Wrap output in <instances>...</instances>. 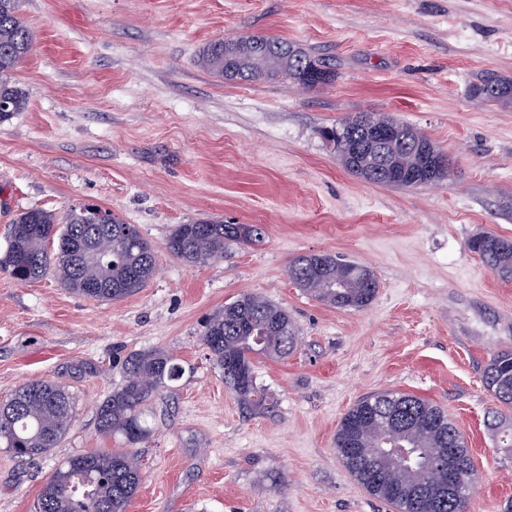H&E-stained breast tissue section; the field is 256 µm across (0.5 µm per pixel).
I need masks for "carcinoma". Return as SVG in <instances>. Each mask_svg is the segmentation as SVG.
I'll return each instance as SVG.
<instances>
[{
    "label": "carcinoma",
    "mask_w": 512,
    "mask_h": 512,
    "mask_svg": "<svg viewBox=\"0 0 512 512\" xmlns=\"http://www.w3.org/2000/svg\"><path fill=\"white\" fill-rule=\"evenodd\" d=\"M23 0H0V122L28 107L16 87L15 72L34 47V36L21 16ZM196 64L226 81H300L314 87L334 79V72L305 49L282 38L245 34L208 42ZM512 86V78L482 72L469 85L470 95L488 97L492 85ZM350 125L352 134L367 135L368 127L351 116L323 131L326 142H336V129ZM355 176L392 188H418L448 176V156L434 149L424 156L404 143L385 148L382 157L339 154ZM265 239L260 224H223L196 221L179 224L166 243L172 256L188 264L224 260L234 245H258ZM482 263L504 281L512 280V248L505 238L482 235L469 242ZM156 252L132 224H126L97 205L71 209L63 226L39 208L29 209L11 225L0 270L20 282H32L54 273L65 286L90 300L124 298L153 277ZM287 273L316 300L338 309H362L375 298L378 283L371 269L332 254H310L291 261ZM224 383L246 409L263 397L257 385L253 359L282 357L298 343L288 311L266 298L243 293L211 314L201 336ZM183 366L167 352L152 349L129 356L124 383L97 407L99 431L117 437L122 450L79 453L65 459L42 486L36 512H127L142 483L141 465L133 451L153 428L145 406L164 388L179 380ZM487 389L499 403L488 423L500 447L512 449V352L494 355L483 371ZM396 419L404 430L412 460L397 461L382 447L387 421ZM73 422V402L61 386L33 380L0 405V448L17 458H33L59 447ZM357 449L344 461L352 476L370 495L401 512H465L466 499L445 496L448 468L434 465L448 449L460 462L457 486L477 469L470 451L448 414L421 397L386 391L363 398L343 416L336 432V450Z\"/></svg>",
    "instance_id": "cac0c4a2"
}]
</instances>
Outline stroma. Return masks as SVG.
I'll list each match as a JSON object with an SVG mask.
<instances>
[{
    "mask_svg": "<svg viewBox=\"0 0 512 512\" xmlns=\"http://www.w3.org/2000/svg\"><path fill=\"white\" fill-rule=\"evenodd\" d=\"M35 39L16 71L29 105L0 122V252L13 219L64 218L95 204L159 250L158 273L116 301L86 299L52 275L0 271V403L46 379L74 404L58 448L19 459L0 448V512H35L67 457L118 448L97 407L136 352L184 367L148 404L143 482L128 512H394L336 453L360 399L410 393L447 411L480 476L466 512L512 498V452L496 447L483 380L512 351V281L470 251L512 238V107L467 93L481 72L512 77V0H24ZM275 35L335 74L231 82L195 59L217 37ZM359 112L408 122L451 160L438 185L395 189L344 169L320 130ZM261 224L257 246L189 265L165 253L176 225ZM368 266L378 293L343 310L298 288V255ZM252 292L287 309L300 336L258 358L262 406L245 412L200 336L206 317Z\"/></svg>",
    "mask_w": 512,
    "mask_h": 512,
    "instance_id": "1",
    "label": "stroma"
}]
</instances>
